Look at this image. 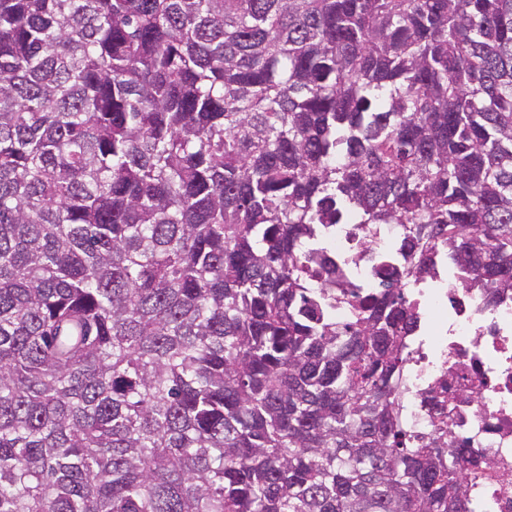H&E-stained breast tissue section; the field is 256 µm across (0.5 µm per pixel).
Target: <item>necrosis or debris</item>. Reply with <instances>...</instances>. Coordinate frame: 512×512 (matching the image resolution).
<instances>
[{"mask_svg": "<svg viewBox=\"0 0 512 512\" xmlns=\"http://www.w3.org/2000/svg\"><path fill=\"white\" fill-rule=\"evenodd\" d=\"M362 226L344 224L328 243L341 280L380 289L362 245ZM419 330L409 345L404 413L428 441L442 426L471 437L474 452L495 465L492 475H467L473 512H512V295L488 303L464 288L448 267L413 288Z\"/></svg>", "mask_w": 512, "mask_h": 512, "instance_id": "4bbe7bcc", "label": "necrosis or debris"}]
</instances>
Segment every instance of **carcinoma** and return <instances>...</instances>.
Instances as JSON below:
<instances>
[{
  "mask_svg": "<svg viewBox=\"0 0 512 512\" xmlns=\"http://www.w3.org/2000/svg\"><path fill=\"white\" fill-rule=\"evenodd\" d=\"M337 224H401L338 324ZM512 293V0H0V512H467L407 288Z\"/></svg>",
  "mask_w": 512,
  "mask_h": 512,
  "instance_id": "cac0c4a2",
  "label": "carcinoma"
}]
</instances>
